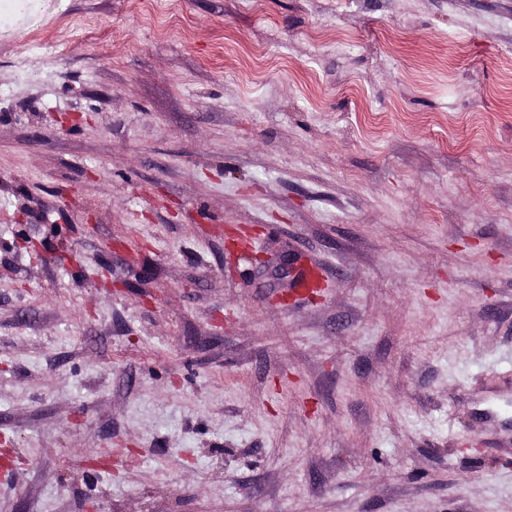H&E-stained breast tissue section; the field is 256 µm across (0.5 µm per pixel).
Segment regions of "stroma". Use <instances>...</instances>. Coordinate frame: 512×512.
<instances>
[{
    "instance_id": "35a3bbf8",
    "label": "stroma",
    "mask_w": 512,
    "mask_h": 512,
    "mask_svg": "<svg viewBox=\"0 0 512 512\" xmlns=\"http://www.w3.org/2000/svg\"><path fill=\"white\" fill-rule=\"evenodd\" d=\"M0 11V512H512V0Z\"/></svg>"
}]
</instances>
